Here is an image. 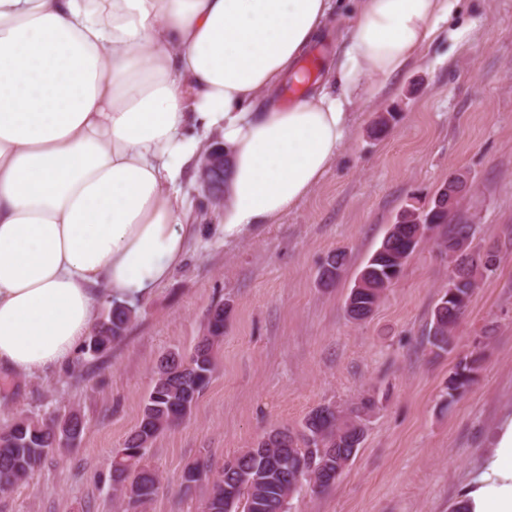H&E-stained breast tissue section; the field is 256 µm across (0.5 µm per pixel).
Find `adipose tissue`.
<instances>
[{"mask_svg":"<svg viewBox=\"0 0 512 512\" xmlns=\"http://www.w3.org/2000/svg\"><path fill=\"white\" fill-rule=\"evenodd\" d=\"M460 0H0V371L71 365L104 300L149 299L198 231L183 183L224 146L225 243L278 223L348 142L353 109L420 59ZM342 51L279 85L343 6ZM512 512V417L464 495Z\"/></svg>","mask_w":512,"mask_h":512,"instance_id":"1","label":"adipose tissue"}]
</instances>
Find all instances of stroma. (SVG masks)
Here are the masks:
<instances>
[{
  "mask_svg": "<svg viewBox=\"0 0 512 512\" xmlns=\"http://www.w3.org/2000/svg\"><path fill=\"white\" fill-rule=\"evenodd\" d=\"M458 25L471 28L463 47L452 37ZM388 112L395 122L376 133ZM456 173L471 191L454 220L473 225L475 246L497 247L500 262L453 346L436 353L426 337L448 263L432 241L419 244L369 318L351 320L345 303L391 224ZM186 191L201 233L185 264L138 304L121 341L39 380L0 373V427L70 411L86 422L75 447L50 453L0 494V512H201L210 484L183 492L187 465L204 460L219 471L269 430L299 428L314 408L368 393L379 405L357 455L329 491L302 488L293 512H453L512 415V0H461L423 59L357 104L336 163L279 223L225 245L200 183ZM339 250L344 270L322 283L319 269ZM219 303L218 368L190 416L154 440L158 492L131 507L110 487L112 451L138 423L159 360L190 352ZM474 349L483 353L475 382L444 408L450 372Z\"/></svg>",
  "mask_w": 512,
  "mask_h": 512,
  "instance_id": "35a3bbf8",
  "label": "stroma"
}]
</instances>
